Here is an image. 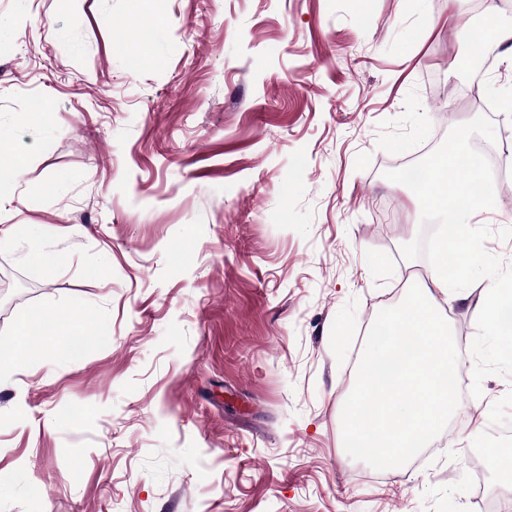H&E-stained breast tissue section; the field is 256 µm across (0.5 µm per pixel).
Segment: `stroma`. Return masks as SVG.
<instances>
[{"label":"stroma","instance_id":"1","mask_svg":"<svg viewBox=\"0 0 512 512\" xmlns=\"http://www.w3.org/2000/svg\"><path fill=\"white\" fill-rule=\"evenodd\" d=\"M161 24H154V16ZM469 0H0V512H495L512 377L460 437L374 472L341 413L367 333L430 270L391 166L487 115L512 131V54L469 75ZM475 89L479 103L449 100ZM50 108L53 120L42 126ZM57 255L54 267L28 258ZM445 308L475 361V306ZM25 168V159L18 155L9 168H0V202L19 201L18 184ZM31 335V322L26 318H20L15 325L16 342L10 346H0V370L14 369L19 365L25 356V349Z\"/></svg>","mask_w":512,"mask_h":512}]
</instances>
